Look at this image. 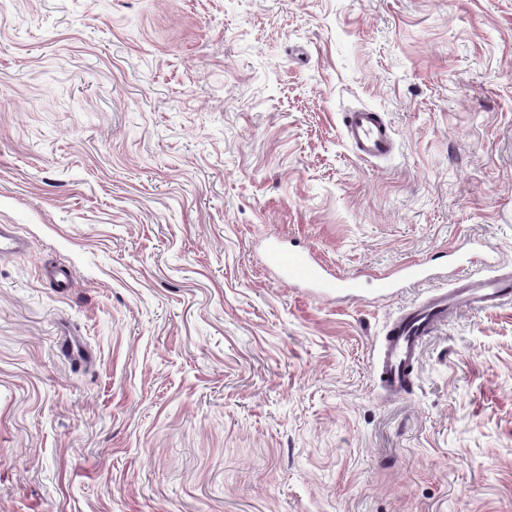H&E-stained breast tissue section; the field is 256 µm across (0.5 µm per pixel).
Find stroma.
<instances>
[{
	"mask_svg": "<svg viewBox=\"0 0 512 512\" xmlns=\"http://www.w3.org/2000/svg\"><path fill=\"white\" fill-rule=\"evenodd\" d=\"M1 224L0 512H512V299L374 370L450 249L512 266V0H9ZM267 237L436 277L311 296ZM342 133L356 156L363 161L383 158L393 149L389 124L379 112L369 108H357L347 112L343 119Z\"/></svg>",
	"mask_w": 512,
	"mask_h": 512,
	"instance_id": "obj_1",
	"label": "stroma"
}]
</instances>
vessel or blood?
I'll return each mask as SVG.
<instances>
[{"label":"vessel or blood","instance_id":"b4317fda","mask_svg":"<svg viewBox=\"0 0 512 512\" xmlns=\"http://www.w3.org/2000/svg\"><path fill=\"white\" fill-rule=\"evenodd\" d=\"M342 133L356 156L363 161H373L389 155L393 149V136L389 124L379 112L357 108L347 112L343 119ZM264 258L268 268L280 280L310 288L315 295H332L356 291L360 282L357 276H339L332 273L313 251H289L277 240L267 239ZM427 273L417 263L400 266L393 276L378 277L374 286L378 295L391 293L396 282L416 283L426 279ZM512 297V275L466 283L434 295L428 300L401 312L388 332L376 370L383 387L391 394H402L407 386V372L419 362L425 336L435 326L447 320L451 307L494 306Z\"/></svg>","mask_w":512,"mask_h":512}]
</instances>
